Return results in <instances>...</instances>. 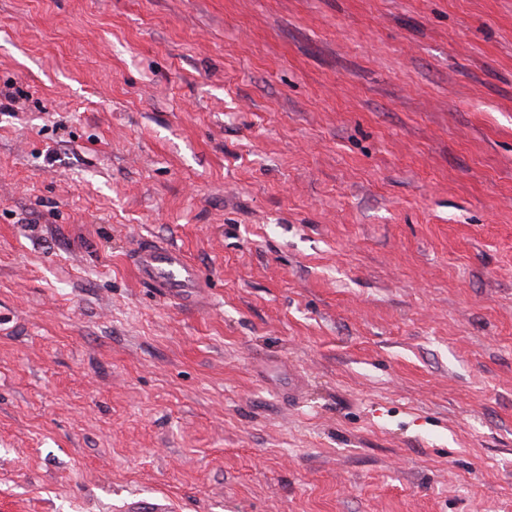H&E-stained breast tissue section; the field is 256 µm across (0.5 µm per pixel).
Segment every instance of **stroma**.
Here are the masks:
<instances>
[{"mask_svg": "<svg viewBox=\"0 0 512 512\" xmlns=\"http://www.w3.org/2000/svg\"><path fill=\"white\" fill-rule=\"evenodd\" d=\"M7 87L0 512H512V0H0ZM135 267L142 281L166 293L197 287L196 271L174 248L143 245L135 254Z\"/></svg>", "mask_w": 512, "mask_h": 512, "instance_id": "obj_1", "label": "stroma"}]
</instances>
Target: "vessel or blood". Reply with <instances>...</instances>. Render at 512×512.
<instances>
[{"mask_svg": "<svg viewBox=\"0 0 512 512\" xmlns=\"http://www.w3.org/2000/svg\"><path fill=\"white\" fill-rule=\"evenodd\" d=\"M135 267L142 281L166 293L193 288L198 283L193 267L174 248L143 245L135 254Z\"/></svg>", "mask_w": 512, "mask_h": 512, "instance_id": "1", "label": "vessel or blood"}]
</instances>
